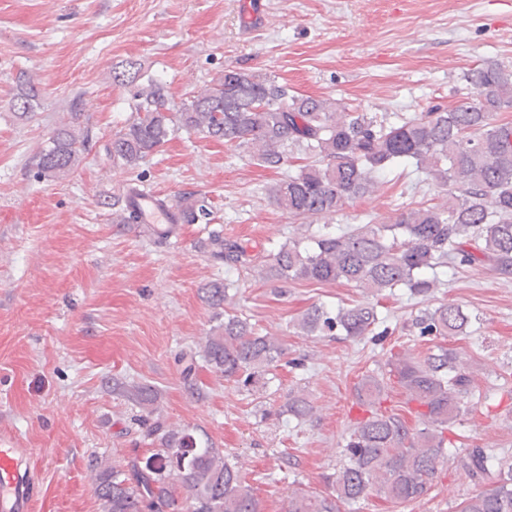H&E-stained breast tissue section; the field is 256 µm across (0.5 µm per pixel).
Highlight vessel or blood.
Segmentation results:
<instances>
[{
	"label": "vessel or blood",
	"mask_w": 512,
	"mask_h": 512,
	"mask_svg": "<svg viewBox=\"0 0 512 512\" xmlns=\"http://www.w3.org/2000/svg\"><path fill=\"white\" fill-rule=\"evenodd\" d=\"M130 200L143 224L175 223L178 208L160 195L137 189ZM28 451L0 439V512H31L35 497L34 478L26 465Z\"/></svg>",
	"instance_id": "b4317fda"
}]
</instances>
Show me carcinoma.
Returning <instances> with one entry per match:
<instances>
[{
    "label": "carcinoma",
    "instance_id": "obj_1",
    "mask_svg": "<svg viewBox=\"0 0 512 512\" xmlns=\"http://www.w3.org/2000/svg\"><path fill=\"white\" fill-rule=\"evenodd\" d=\"M473 95L451 108L433 106L391 124L359 105L332 98L289 93L267 76L227 69L180 102L152 78L141 82L135 63L112 71V81L133 85L131 116L112 134L107 156L123 172L139 168L166 143L185 132L244 148L254 164L277 169L297 153L306 163L269 189L292 217L318 218L377 189L378 177L397 166H412L441 189L442 202L406 210L392 224H356L303 234L260 262L262 277L283 286L297 282L347 284L374 296L396 288L414 298L434 294L439 268L488 267L512 278V124L495 117L512 109V71L482 64L465 75ZM39 84L20 72L12 108L35 110ZM80 113L60 123L36 154L39 177L59 180L74 174L85 150ZM209 207L185 201L181 223L208 220ZM213 257L228 270L253 262L245 247L220 234L209 238ZM228 278L207 288L206 301L224 316L201 346L208 364L227 381L263 392L276 378L285 349L280 339L256 332L248 320L226 309ZM382 323L376 305L335 310L315 306L296 322L303 335L362 339ZM471 318L451 303L416 316L418 336H461ZM395 384L406 403L417 405L415 422L381 409ZM472 377L460 367L457 349L444 343L422 357L392 353L383 369L365 374L355 387L368 415L345 438V463L325 477L329 493L304 488L288 493V512H340L373 493L392 503L418 502L429 493L438 470L449 461L483 490L465 498L458 512H512V462L485 448L452 457L448 426L470 410ZM288 415L309 418L313 405L304 392H288ZM161 448L140 466L112 463L95 476L94 493L103 512H265L262 499L223 450L201 446L187 431H165Z\"/></svg>",
    "mask_w": 512,
    "mask_h": 512
}]
</instances>
